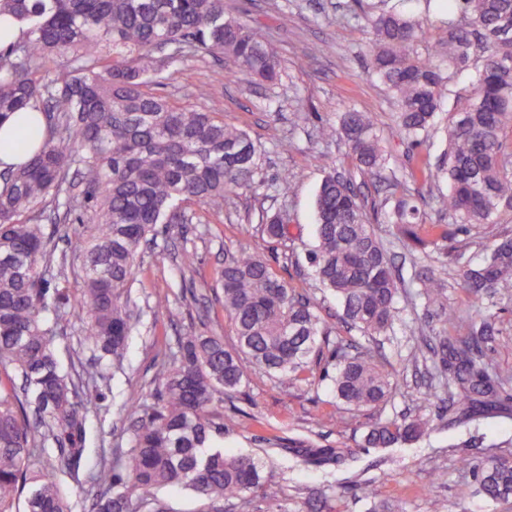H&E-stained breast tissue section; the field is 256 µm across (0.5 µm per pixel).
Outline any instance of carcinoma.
Masks as SVG:
<instances>
[{
  "label": "carcinoma",
  "mask_w": 512,
  "mask_h": 512,
  "mask_svg": "<svg viewBox=\"0 0 512 512\" xmlns=\"http://www.w3.org/2000/svg\"><path fill=\"white\" fill-rule=\"evenodd\" d=\"M26 28L0 48V121L32 108L42 126L15 143L27 162L0 172V368L17 382L0 387V512H72L63 487L33 465H52L45 442L58 446L70 477L81 481L88 409L97 405L106 366L120 369L140 324L128 288L143 247L160 224H192L196 203L219 213L231 195L258 186L260 156L249 134L204 107L182 105L161 89L176 64L197 57L227 61L259 83L281 79L276 51L254 28L232 16L224 0H0ZM349 18L370 28L367 72L384 86L397 112L391 135L425 148L446 101L447 147L401 160L371 112L355 108L317 130L328 145L340 138L352 168H329L315 200L314 244L307 277L330 291L340 318L370 339L394 331L403 302L401 278L376 223L391 224L398 242L419 254L410 280L423 301L420 330L442 323L456 335L421 337L438 358L427 396L445 405L448 425H478L509 416L499 389L512 378L497 371L495 322L468 310L448 311V285L422 260L438 253L456 266L467 295L489 304L512 295V233L495 236L480 253L455 245L472 228L512 214V0H448L437 32L387 0ZM474 70L472 88L458 78ZM379 181L383 198L355 191L358 177ZM440 181L447 189L413 197L409 186ZM448 217L427 224L425 209ZM78 223L85 236L77 293L64 278L67 258L55 256L46 223ZM262 236L290 237L288 216L266 215ZM234 342L190 332L178 338L157 373L154 401L134 392L128 447L112 451L86 475L93 512H170L157 491L195 492L201 512H224V501L249 507L247 494L265 472L289 458L323 468L345 461L337 448L304 440L269 439L265 457L235 456L222 446L223 396L238 390L246 365L278 380L332 370L334 404L364 409L385 402L398 380L371 346L333 342L314 299L278 277L258 254L224 252L219 280ZM85 316V341L95 370L73 373L59 358V326L73 311ZM430 420L402 416L373 425L370 448L413 445ZM488 500L512 497V455L471 467Z\"/></svg>",
  "instance_id": "cac0c4a2"
}]
</instances>
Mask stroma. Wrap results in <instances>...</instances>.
I'll return each mask as SVG.
<instances>
[{
	"label": "stroma",
	"mask_w": 512,
	"mask_h": 512,
	"mask_svg": "<svg viewBox=\"0 0 512 512\" xmlns=\"http://www.w3.org/2000/svg\"><path fill=\"white\" fill-rule=\"evenodd\" d=\"M352 0H227L234 14L256 28L277 49L282 79L266 88L243 76L228 73L213 58L179 65L168 94L184 105L201 104L224 115L226 123L245 128L260 153L256 191L232 196L223 213L204 214L199 224H163L154 243L142 256L130 295L142 312L138 332L128 343L122 371L107 374L102 398L87 417L85 470H92L103 451L127 445L128 411L124 402L131 391L151 396L169 345L188 329L223 336L232 342L231 325L224 316V295L219 277L225 250L247 248L263 256L278 276L298 290L310 293L335 337L360 340L339 318L336 300L306 277L303 261L313 242V201L316 191L335 164L346 163L342 141L322 145L318 126L337 113L354 107L376 113L390 127L395 107L384 88L367 74L370 34L364 22L345 16ZM318 57L306 70L297 69V57L308 52ZM214 87L213 95L199 101L195 89ZM292 143L281 152V140ZM321 161H314V154ZM289 172L294 188L280 197L270 184L280 172ZM287 211L293 242L270 243L259 232L266 212ZM198 255L196 269L180 271L183 248ZM169 297L174 314L154 307L156 298ZM448 305L480 316H494L499 332L494 357L499 371L512 375V298L491 307L469 298L462 288L448 291ZM416 309L403 312L395 334L384 344L385 366L395 373L398 387L382 405L366 411L333 409L327 382L281 384L263 371L248 368L240 390L225 396V418L235 424L224 431V448L232 454L261 457L267 437L302 438L316 446L345 448L352 462L340 469L315 470L304 466L283 468L250 493L249 512H265L270 496H278L282 512H369L372 502L362 499L355 483L373 482L377 502L386 512H512V500L491 501L477 493L470 468L495 453L498 444L512 439V417L488 421L466 447L456 441L461 428H449L448 417L424 392L431 368L404 369L403 361L417 345ZM59 357L64 366L81 368L92 352L84 341L81 314L68 317L60 333ZM411 413L430 420L433 430L420 442L393 449L395 465H387L378 449L364 447L362 435L373 423ZM444 471V484L433 482Z\"/></svg>",
	"instance_id": "35a3bbf8"
}]
</instances>
